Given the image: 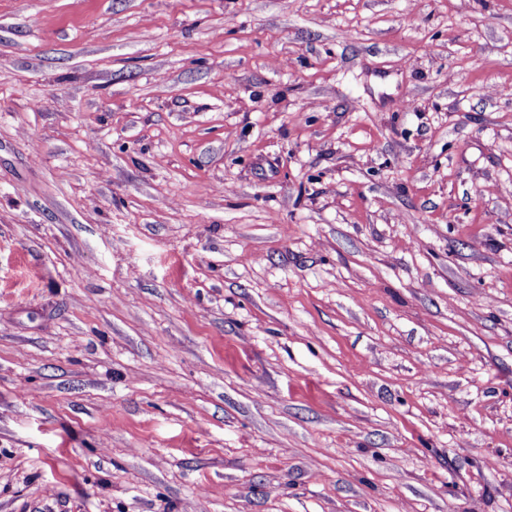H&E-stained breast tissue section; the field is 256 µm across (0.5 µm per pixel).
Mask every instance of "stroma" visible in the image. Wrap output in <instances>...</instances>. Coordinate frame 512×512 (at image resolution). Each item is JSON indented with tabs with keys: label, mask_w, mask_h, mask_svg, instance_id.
I'll use <instances>...</instances> for the list:
<instances>
[{
	"label": "stroma",
	"mask_w": 512,
	"mask_h": 512,
	"mask_svg": "<svg viewBox=\"0 0 512 512\" xmlns=\"http://www.w3.org/2000/svg\"><path fill=\"white\" fill-rule=\"evenodd\" d=\"M512 512V0H0V512Z\"/></svg>",
	"instance_id": "stroma-1"
}]
</instances>
